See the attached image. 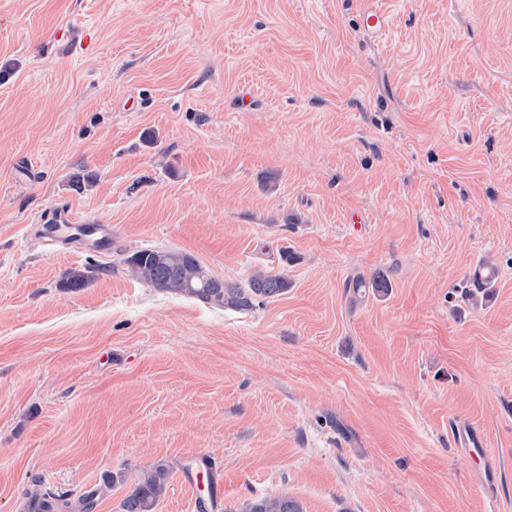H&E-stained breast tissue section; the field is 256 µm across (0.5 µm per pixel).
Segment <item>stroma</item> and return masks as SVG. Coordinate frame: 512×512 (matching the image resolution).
<instances>
[{"label": "stroma", "mask_w": 512, "mask_h": 512, "mask_svg": "<svg viewBox=\"0 0 512 512\" xmlns=\"http://www.w3.org/2000/svg\"><path fill=\"white\" fill-rule=\"evenodd\" d=\"M367 4L0 0V512L37 479L122 512L160 461L155 512H198L203 456L222 512H512V0H390L378 36ZM61 218L111 253L49 251ZM147 248L290 287L213 308L135 279ZM66 224H48L43 226L44 234L53 241L75 250H84L85 244H91L103 253L112 251V227L108 224H67L72 229L86 228L90 234L64 233ZM454 439L467 455L480 462L485 461L486 443L481 430L471 424L456 425ZM171 467L158 462L143 470L122 504L123 512H154L156 504L169 489ZM240 512H305L300 500L286 493L264 495L249 501Z\"/></svg>", "instance_id": "obj_1"}]
</instances>
